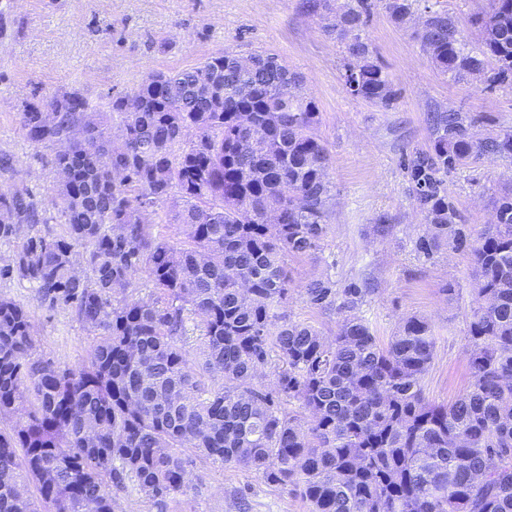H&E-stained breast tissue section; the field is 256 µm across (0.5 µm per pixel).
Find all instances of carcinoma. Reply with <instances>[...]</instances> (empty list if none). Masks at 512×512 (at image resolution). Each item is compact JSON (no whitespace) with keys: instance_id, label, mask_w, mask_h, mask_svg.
<instances>
[{"instance_id":"cac0c4a2","label":"carcinoma","mask_w":512,"mask_h":512,"mask_svg":"<svg viewBox=\"0 0 512 512\" xmlns=\"http://www.w3.org/2000/svg\"><path fill=\"white\" fill-rule=\"evenodd\" d=\"M414 2L386 9L403 24ZM307 8L344 45L347 91L393 107L362 36L370 0ZM471 25L478 53L446 10L415 35L441 72L512 86V0H490ZM247 59L151 72L107 112L73 91L16 113L23 137L51 150L56 214L24 185L0 191V244L13 246L0 280L28 282L95 342L77 367L46 359L32 317L0 296V512H112L130 483L163 509L193 487V454L292 488L308 512H512V195L474 237L448 193V173L473 157L512 156V131L481 140L477 119L430 112L429 144L403 161L426 221L417 250L466 248L476 276L471 381L439 404L423 388L425 318L382 345L356 315L332 336L288 315V257L329 233L330 158L315 99L281 96L302 77L273 53ZM17 173L0 151V179ZM51 222L63 232L37 229ZM304 294L336 304L326 276ZM292 400L303 415L285 410Z\"/></svg>"}]
</instances>
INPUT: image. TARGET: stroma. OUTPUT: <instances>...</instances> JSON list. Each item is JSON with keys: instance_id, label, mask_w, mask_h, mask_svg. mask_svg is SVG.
Segmentation results:
<instances>
[{"instance_id": "stroma-1", "label": "stroma", "mask_w": 512, "mask_h": 512, "mask_svg": "<svg viewBox=\"0 0 512 512\" xmlns=\"http://www.w3.org/2000/svg\"><path fill=\"white\" fill-rule=\"evenodd\" d=\"M306 0H0V150L19 162L17 183L40 199L51 196L53 175L40 149L19 132L15 114L34 93L77 91L100 111L110 96L130 92L146 74L180 70L215 53L280 54L304 78V91L321 112L333 187L330 230L313 255L288 261L291 301L298 322L334 332L344 308L307 304L303 289L326 276L336 290L365 294L354 313L387 342L400 321L425 317L435 356L423 380L430 400L448 403L467 387V324L476 302L467 252L442 249L427 256L416 240L425 220L409 194L402 161L429 142L427 115L459 110L477 120L479 137L512 130V88L486 89L483 75L455 79L442 73L415 38L413 24H395L386 0H373L363 32L399 98L385 110L352 97L341 77L343 48L327 33ZM487 0H417L414 11L444 9L455 17L468 46L477 38L469 19ZM448 190L463 223L481 230L496 200L512 193V158L482 155L448 175ZM0 295L31 314L39 353L61 365L81 363L93 338L70 310L42 306L28 283L0 281ZM198 489L176 496L167 512H307L294 491L265 484L254 474L197 459Z\"/></svg>"}]
</instances>
